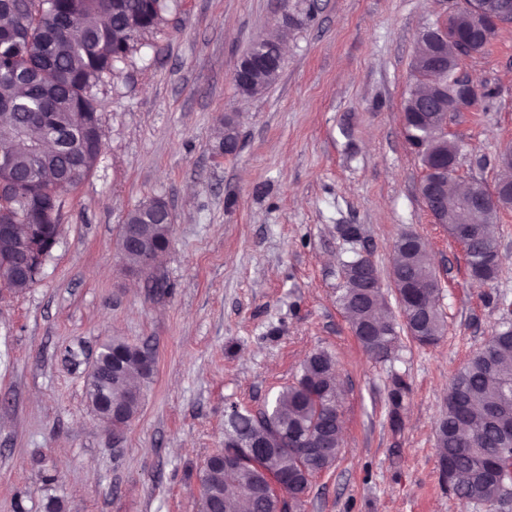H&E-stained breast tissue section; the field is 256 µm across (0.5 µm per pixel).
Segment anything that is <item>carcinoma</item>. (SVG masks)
I'll use <instances>...</instances> for the list:
<instances>
[{
  "mask_svg": "<svg viewBox=\"0 0 512 512\" xmlns=\"http://www.w3.org/2000/svg\"><path fill=\"white\" fill-rule=\"evenodd\" d=\"M175 0H0V153L11 158V167L0 168V223L31 224L37 210L24 195L27 187L19 176L31 166L33 151L52 140L58 154L48 160L40 172L36 189L42 203L63 208L65 195L81 177L56 190V181L65 176L67 166L83 163V174L95 167L99 150L88 144L85 130L73 121L82 112L100 128L95 91L120 76V65L138 49L142 35L166 20ZM432 50L420 40L410 63L414 81L404 107L405 130L416 148L422 165L428 169L455 163L458 145L434 133V125L448 111V100L459 96L458 66L433 70L427 58ZM281 66L258 71V89L244 88L240 93L255 96L274 84ZM156 201L142 203L130 210L126 224L140 227L142 249L121 255L127 269L140 271L144 255L161 257L170 246L169 234L154 223ZM463 200L448 193L442 203L441 220L447 221L448 236H454ZM500 207L492 206L472 215L477 238L466 254L469 275L490 282L498 265L489 262L485 250L495 245L493 227ZM400 235L392 244L390 273L398 276L396 289L403 293L420 282L437 280L427 245L415 235L406 241ZM363 256L343 264L344 287L338 297L352 331L362 347L379 359L390 357L399 341L400 328L382 314V289L368 292L361 288ZM440 289L424 303L431 314L423 334L410 333L421 344L438 341L445 333V320L439 304ZM125 355L121 374L108 365L88 375L85 393L91 396L100 387L104 394L125 404V414L112 423L128 425L138 413L141 400L132 396L136 382L150 379L154 371L143 369L141 359L149 349L112 339L102 345L101 354ZM336 364L325 350L313 352L301 369L299 378L284 386L273 401L254 415L232 405L224 430V448L212 454L198 473L202 501L224 500V512H280L281 502L269 486L266 474L286 475L295 480L300 495H305L310 479L328 470L341 452L336 432L342 425L339 414ZM507 402L501 414V427L512 428V327L495 330L485 345L476 351L452 377L448 404L436 429L440 472L446 462L456 468V496L464 503L490 502L501 497V486L481 474L483 450L497 445L500 427L487 424L490 407ZM265 441L270 451L258 465L245 464L226 470L217 460L237 440ZM322 438L331 448L321 463L304 465L290 450V440L305 445Z\"/></svg>",
  "mask_w": 512,
  "mask_h": 512,
  "instance_id": "1",
  "label": "carcinoma"
}]
</instances>
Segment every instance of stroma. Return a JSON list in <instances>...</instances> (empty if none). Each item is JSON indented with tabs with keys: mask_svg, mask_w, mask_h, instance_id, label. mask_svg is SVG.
<instances>
[{
	"mask_svg": "<svg viewBox=\"0 0 512 512\" xmlns=\"http://www.w3.org/2000/svg\"><path fill=\"white\" fill-rule=\"evenodd\" d=\"M454 2L178 0L144 34L97 94L104 149L66 197L40 280L0 287V512H46L52 497L60 512H201L196 473L223 448L231 404L262 408L317 350L336 360L343 447L300 512H487L442 479L435 431L450 377L512 324V209L495 226L496 278L472 280L420 195L425 170L404 124L418 36ZM283 33L278 80L240 95L242 55ZM459 71L478 97L448 116L457 179L492 188L512 147V27ZM228 115L239 130L229 156ZM157 198L171 246L153 276L129 273L121 225ZM405 232L429 249L447 327L435 344L405 336L377 359L337 301L342 263L367 255L388 279ZM113 338L156 359L140 412L119 430L85 394ZM48 474L58 483L45 486Z\"/></svg>",
	"mask_w": 512,
	"mask_h": 512,
	"instance_id": "obj_1",
	"label": "stroma"
}]
</instances>
